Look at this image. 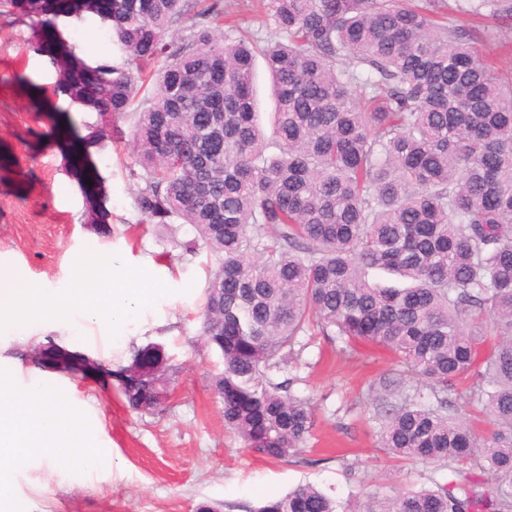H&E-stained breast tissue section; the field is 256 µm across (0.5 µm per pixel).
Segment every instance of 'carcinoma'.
I'll list each match as a JSON object with an SVG mask.
<instances>
[{
    "mask_svg": "<svg viewBox=\"0 0 512 512\" xmlns=\"http://www.w3.org/2000/svg\"><path fill=\"white\" fill-rule=\"evenodd\" d=\"M260 2L276 35L261 49L234 25L216 33L224 0H109L96 15L122 65L64 50L59 91L95 112L138 110L137 208L153 224L193 225L184 251L218 256L202 336L224 360L212 378L224 423L247 447L284 459L311 436V408L270 372L316 329L379 346L432 383L434 402L386 415L382 447L456 474L478 468L494 484L489 495L450 480L347 512H512V83L467 23H512V0ZM83 6L0 0V15L33 13L53 30ZM187 17L188 33L164 41ZM258 52L276 97L269 135L255 107ZM371 269L410 285L371 283ZM127 372L116 373L121 392L141 410L142 382ZM462 380L492 422L486 437L450 414ZM257 512L339 504L305 484Z\"/></svg>",
    "mask_w": 512,
    "mask_h": 512,
    "instance_id": "cac0c4a2",
    "label": "carcinoma"
}]
</instances>
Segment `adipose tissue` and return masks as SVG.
<instances>
[{
  "mask_svg": "<svg viewBox=\"0 0 512 512\" xmlns=\"http://www.w3.org/2000/svg\"><path fill=\"white\" fill-rule=\"evenodd\" d=\"M64 398L49 385L21 387L17 378L0 377V512L17 497V477L28 469L67 462L65 445L78 446L68 462L87 474L112 468L114 460L87 429L64 414Z\"/></svg>",
  "mask_w": 512,
  "mask_h": 512,
  "instance_id": "obj_1",
  "label": "adipose tissue"
}]
</instances>
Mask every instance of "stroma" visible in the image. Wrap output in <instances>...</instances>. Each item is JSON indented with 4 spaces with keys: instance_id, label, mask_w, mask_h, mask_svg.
Segmentation results:
<instances>
[{
    "instance_id": "35a3bbf8",
    "label": "stroma",
    "mask_w": 512,
    "mask_h": 512,
    "mask_svg": "<svg viewBox=\"0 0 512 512\" xmlns=\"http://www.w3.org/2000/svg\"><path fill=\"white\" fill-rule=\"evenodd\" d=\"M67 44L91 64H120L97 16L62 18ZM36 15L0 16V273L66 288L75 255L88 246L123 254L165 280L154 317L124 346L104 353L60 333L27 336L0 332V359L36 372L63 396L91 405L85 418L118 468L89 479L69 465L33 469L17 478L28 512H195L198 503L223 512H255L259 504L297 486L327 491L342 507L372 495H397L451 479L448 469L397 460L379 446V425L394 405L411 397L433 400L430 383L403 381V369L382 348L303 336L275 381L292 379L291 393L315 416L311 437L286 459L246 448L224 426L222 401L211 378L224 361L202 336L203 291L216 259L185 253L192 225L175 233L148 223L132 193L137 146L136 112L115 118L72 106L57 89L59 71L42 48ZM476 46L512 82V27L479 32ZM48 343L90 355L107 368L129 365L135 348L161 345L174 369L160 406H128L117 381L35 367L32 354Z\"/></svg>"
}]
</instances>
